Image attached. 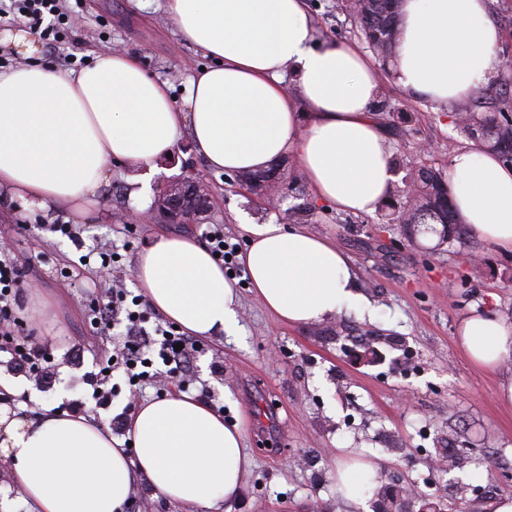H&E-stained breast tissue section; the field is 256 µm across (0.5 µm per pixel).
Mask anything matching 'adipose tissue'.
<instances>
[{"label":"adipose tissue","instance_id":"ef3b65f1","mask_svg":"<svg viewBox=\"0 0 512 512\" xmlns=\"http://www.w3.org/2000/svg\"><path fill=\"white\" fill-rule=\"evenodd\" d=\"M490 0H402L393 58L399 86L438 104L468 97L494 73L502 33ZM167 17L209 64L175 100L127 53L92 50L79 71L51 63L0 70V201L45 222L85 220L101 202L113 162L152 172L181 136L204 164L239 173L286 153L321 203L374 213L395 180L383 126L372 111L381 75L354 46L318 39L306 0H164ZM451 201L477 235L512 251V167L481 147L448 159ZM239 259L255 295L291 326L341 311L376 317L350 259L324 238L279 224L248 225ZM134 275L155 311L190 335L239 329L224 266L189 235H162ZM459 344L475 364L512 355V324L496 312L466 319ZM16 384L0 376V495L26 512H120L142 482L170 501L232 503L248 460L238 425L174 392L140 407L133 446L86 417L36 401L10 406Z\"/></svg>","mask_w":512,"mask_h":512}]
</instances>
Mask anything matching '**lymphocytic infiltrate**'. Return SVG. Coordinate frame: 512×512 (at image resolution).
Instances as JSON below:
<instances>
[{"instance_id":"lymphocytic-infiltrate-1","label":"lymphocytic infiltrate","mask_w":512,"mask_h":512,"mask_svg":"<svg viewBox=\"0 0 512 512\" xmlns=\"http://www.w3.org/2000/svg\"><path fill=\"white\" fill-rule=\"evenodd\" d=\"M12 7L27 20L28 28L47 45L59 43L60 26L65 18L59 0H10ZM31 267L13 258H0V357L9 370L32 378L36 384L49 383L57 373L42 344L24 332L23 294ZM90 323L106 336L118 332L119 343L111 353L95 360L96 369L87 373L85 382L93 389L97 408H109L113 392L108 389L111 372L124 371L127 379L146 383L165 376L177 388L188 389L193 380V364L201 342L172 324L154 322L155 312L144 296H129L126 289L91 291L88 296ZM156 359L160 370H146L149 359Z\"/></svg>"}]
</instances>
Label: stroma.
<instances>
[{
    "label": "stroma",
    "mask_w": 512,
    "mask_h": 512,
    "mask_svg": "<svg viewBox=\"0 0 512 512\" xmlns=\"http://www.w3.org/2000/svg\"><path fill=\"white\" fill-rule=\"evenodd\" d=\"M332 2L308 0L317 36L365 45L344 15L330 12ZM63 9L71 17L65 42L39 47L60 69H79L88 50L112 47L139 57L179 99L206 63L169 22L163 0H65ZM490 18L503 38L496 50L498 70L485 85V111L512 88V0H493ZM381 87L388 105L412 115L402 133L387 135L392 158L402 167H444L455 150L469 145L455 123L457 105L412 96L386 70ZM187 172L210 195L208 216L188 226L146 221L161 184ZM134 174L130 164H113L112 181L101 196L108 219L82 225L79 248L44 230L38 216L23 218L0 205V254L34 263L39 277L26 293L50 300L42 317L27 319L59 366L55 380L40 391L43 399L62 408L82 401L106 426L127 404L160 396L156 384L130 391L117 371L112 380L120 393L109 409H96L83 376L93 371L95 354L111 350L112 340L94 333L85 312L86 290L117 283L137 291L136 258L160 232H186L201 242L218 227L242 249L247 225L286 223L289 208L304 203L316 209L308 230L351 259L362 292L379 314L371 319L345 311L292 327L263 306L248 288V276L234 279L239 332L206 341L189 392L209 391L225 421L239 423L249 467L239 498L209 512H372L376 489L364 488L354 501L336 490L337 468L353 460L377 465L383 483L399 482L419 496L441 499L444 512H494L500 499L512 497V407L498 396L500 382L512 376V356L482 368L457 343L460 322L471 314L490 308L512 323L511 253L478 237L443 245L438 233L425 228L408 242L403 225L381 223L378 214L336 212L317 203L303 180L278 207H267L241 189L235 175L207 168L184 136L169 162L150 177V193L139 199L129 195ZM101 250L119 254V272L105 275L96 260L81 266V254ZM65 266L71 278L61 276ZM73 347L82 362L69 361ZM369 349L377 359L361 360ZM218 362L223 372H215ZM450 449L464 455V464L437 468L435 458Z\"/></svg>",
    "instance_id": "stroma-1"
}]
</instances>
